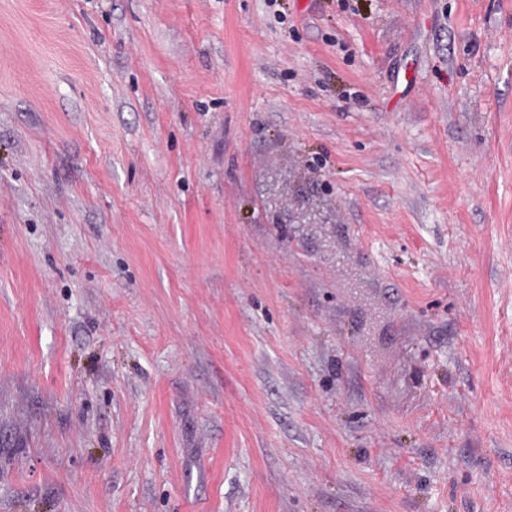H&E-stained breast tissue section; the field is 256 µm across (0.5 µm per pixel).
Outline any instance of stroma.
<instances>
[{"label": "stroma", "instance_id": "35a3bbf8", "mask_svg": "<svg viewBox=\"0 0 512 512\" xmlns=\"http://www.w3.org/2000/svg\"><path fill=\"white\" fill-rule=\"evenodd\" d=\"M0 512H512V0H0Z\"/></svg>", "mask_w": 512, "mask_h": 512}]
</instances>
